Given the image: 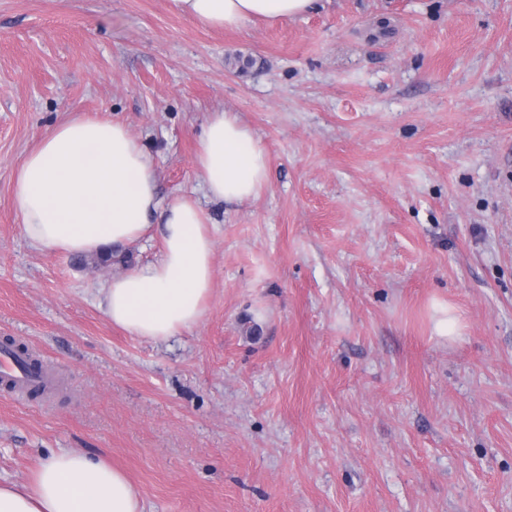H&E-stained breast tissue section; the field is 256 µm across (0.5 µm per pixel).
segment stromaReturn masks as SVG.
<instances>
[{
	"label": "stroma",
	"instance_id": "obj_1",
	"mask_svg": "<svg viewBox=\"0 0 512 512\" xmlns=\"http://www.w3.org/2000/svg\"><path fill=\"white\" fill-rule=\"evenodd\" d=\"M238 113L270 178L231 207L194 166ZM122 121L215 241L198 326L114 327L110 263L44 251L12 206L54 126ZM455 337L434 330L441 307ZM55 366L0 385V479L66 449L145 512H512V0H317L237 30L169 0H0V341Z\"/></svg>",
	"mask_w": 512,
	"mask_h": 512
}]
</instances>
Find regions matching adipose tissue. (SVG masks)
<instances>
[{
  "mask_svg": "<svg viewBox=\"0 0 512 512\" xmlns=\"http://www.w3.org/2000/svg\"><path fill=\"white\" fill-rule=\"evenodd\" d=\"M202 24L237 29L256 18L280 21L316 0H170ZM209 197L255 200L269 181L261 141L238 113L209 115L194 157ZM12 203L39 249L89 254L151 237L158 259L113 279L104 306L129 335L163 341L202 320L213 285L214 238L190 195L164 201L154 160L121 122L78 115L56 125L27 154ZM0 512H143L140 493L120 469L74 451L43 458L29 483L0 482Z\"/></svg>",
  "mask_w": 512,
  "mask_h": 512,
  "instance_id": "1",
  "label": "adipose tissue"
}]
</instances>
